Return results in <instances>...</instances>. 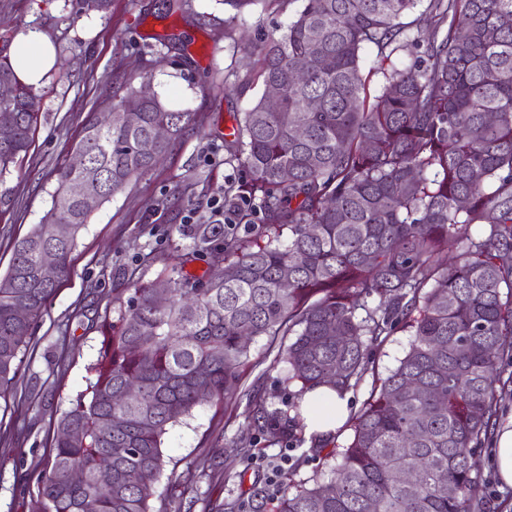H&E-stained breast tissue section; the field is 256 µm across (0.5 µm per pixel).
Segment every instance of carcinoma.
Wrapping results in <instances>:
<instances>
[{
    "instance_id": "carcinoma-1",
    "label": "carcinoma",
    "mask_w": 512,
    "mask_h": 512,
    "mask_svg": "<svg viewBox=\"0 0 512 512\" xmlns=\"http://www.w3.org/2000/svg\"><path fill=\"white\" fill-rule=\"evenodd\" d=\"M256 2L224 0L241 22ZM419 2L302 0L280 33L244 47L281 96L272 109L262 93L224 138L228 161L247 172L224 195L226 227L199 225L176 265L109 301L117 321L104 319L86 387L56 422L33 512H167L164 437L201 395L236 393L252 340L294 337L276 344L285 381L344 394L403 320L409 348L353 417L334 477L292 492L283 484L275 512H490L471 456L492 434L512 352V0H426L433 30L407 44L401 19ZM410 45L412 64L395 67ZM367 47L383 77L374 94ZM2 81L16 94L0 98L15 118L0 176L27 153L41 109L6 59ZM190 121L154 94L134 124L116 108L109 125L86 122L76 150L87 167L58 172L53 205L0 277V399L59 287L37 275L43 253L66 273L94 212L74 201L60 213L55 202L79 180L104 204L152 171ZM160 124L164 140L153 138ZM255 218L264 240L239 236ZM202 253L224 275L187 270ZM249 418L269 439L305 443L298 401L271 412L251 395Z\"/></svg>"
}]
</instances>
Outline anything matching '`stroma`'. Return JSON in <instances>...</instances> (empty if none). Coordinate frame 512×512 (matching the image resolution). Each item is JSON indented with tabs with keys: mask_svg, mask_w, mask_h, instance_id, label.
Returning <instances> with one entry per match:
<instances>
[{
	"mask_svg": "<svg viewBox=\"0 0 512 512\" xmlns=\"http://www.w3.org/2000/svg\"><path fill=\"white\" fill-rule=\"evenodd\" d=\"M221 0H111L108 10L89 11L82 0H0V58L31 28L53 42L57 69L38 90L41 109L27 154L0 176V275L15 241L50 209L57 172L90 114L107 113L127 101L128 87L149 84L170 108L189 110L193 121L147 176L134 180L90 218L70 256V270L46 313L33 327L31 347L7 399H0V512H31L35 479L51 449L53 425L72 396L86 386L87 366L101 347V320L112 297L132 296V283L155 281L193 245L189 228L213 220L211 206L245 177L228 162L224 133L234 113L259 97L262 83L228 92L229 70H243L246 42L278 31L289 13L272 0L254 6L245 27L232 22ZM412 339L398 326L369 357L368 371L350 393L359 411L378 379L394 369ZM238 394L197 406L164 440L168 463L159 485L186 486L191 512L223 504L233 512L252 485L276 492L271 477L291 459L292 484L329 480L333 454L347 445L350 426L325 437L327 454L313 455L280 439L259 440L253 458L233 447L248 415L246 394L258 390L269 409H285L296 386H284L285 365L275 363L267 339L251 347ZM492 443L473 454L475 470L498 512H512V488L500 483L491 464Z\"/></svg>",
	"mask_w": 512,
	"mask_h": 512,
	"instance_id": "35a3bbf8",
	"label": "stroma"
}]
</instances>
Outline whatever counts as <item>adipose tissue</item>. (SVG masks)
<instances>
[{
    "mask_svg": "<svg viewBox=\"0 0 512 512\" xmlns=\"http://www.w3.org/2000/svg\"><path fill=\"white\" fill-rule=\"evenodd\" d=\"M9 58L18 81L35 88L45 83L57 65L52 43L36 29L27 30L11 44ZM301 415L308 434L333 435L348 419V400L329 387L319 386L305 393Z\"/></svg>",
    "mask_w": 512,
    "mask_h": 512,
    "instance_id": "adipose-tissue-1",
    "label": "adipose tissue"
}]
</instances>
